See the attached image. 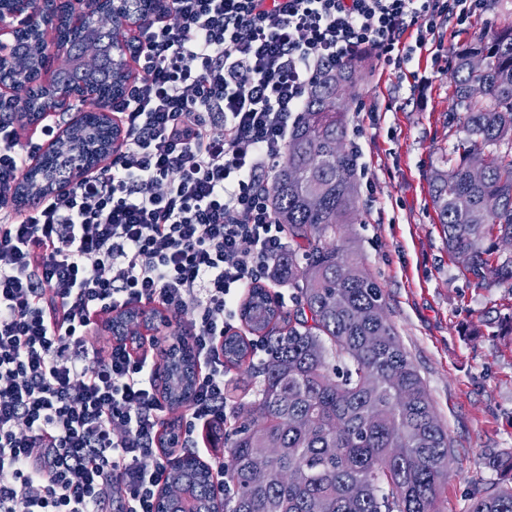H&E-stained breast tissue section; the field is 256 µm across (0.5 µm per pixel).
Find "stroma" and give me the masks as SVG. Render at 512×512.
Instances as JSON below:
<instances>
[{
  "instance_id": "obj_1",
  "label": "stroma",
  "mask_w": 512,
  "mask_h": 512,
  "mask_svg": "<svg viewBox=\"0 0 512 512\" xmlns=\"http://www.w3.org/2000/svg\"><path fill=\"white\" fill-rule=\"evenodd\" d=\"M511 22L512 0H485L464 24L439 22L436 54L399 68L367 55L348 114L346 140L368 167L354 238L451 444L439 512H468L474 490L512 479L491 463L512 456V331L495 322L512 311V285L475 284L449 262L428 182L463 135L448 119L452 51Z\"/></svg>"
}]
</instances>
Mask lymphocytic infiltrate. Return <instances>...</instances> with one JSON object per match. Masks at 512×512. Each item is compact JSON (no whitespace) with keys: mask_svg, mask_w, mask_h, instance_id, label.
<instances>
[{"mask_svg":"<svg viewBox=\"0 0 512 512\" xmlns=\"http://www.w3.org/2000/svg\"><path fill=\"white\" fill-rule=\"evenodd\" d=\"M135 29L137 75L108 107L112 162L20 212L13 189L41 143L0 114V512H154L161 430L183 448L223 423L224 338L288 234L263 190L312 83L363 53L398 66L438 19L481 0H169ZM175 23H168V15ZM415 29L414 45L404 35ZM137 306L188 330L90 348L99 319ZM199 364L182 412L156 354Z\"/></svg>","mask_w":512,"mask_h":512,"instance_id":"1","label":"lymphocytic infiltrate"}]
</instances>
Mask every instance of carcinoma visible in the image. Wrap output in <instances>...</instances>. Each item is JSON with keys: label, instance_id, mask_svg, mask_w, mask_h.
<instances>
[{"label": "carcinoma", "instance_id": "carcinoma-1", "mask_svg": "<svg viewBox=\"0 0 512 512\" xmlns=\"http://www.w3.org/2000/svg\"><path fill=\"white\" fill-rule=\"evenodd\" d=\"M477 55L486 60L481 72L470 66ZM362 69L355 59L314 83L268 187L288 232L271 281L290 288L291 306L285 316L256 290L245 308L268 360L247 365L259 388L233 409L224 432L230 464L220 470L234 490L224 512H438L448 434L387 319L380 284L347 235L359 205L357 165L336 143ZM94 80L112 93L121 87L104 61ZM449 80V116L462 120L463 137L429 176L448 259L479 285L486 267L512 284V254L498 249L512 238V24L456 50ZM473 153L486 159L478 181L468 173ZM69 162L70 151L59 152L47 177L59 179ZM246 354L242 337L224 339L226 361L240 364ZM267 454L268 479L255 485L250 462ZM180 486L192 488L197 512H212L214 485L190 453L167 476L166 512H184ZM469 512H512V485L478 492Z\"/></svg>", "mask_w": 512, "mask_h": 512}]
</instances>
